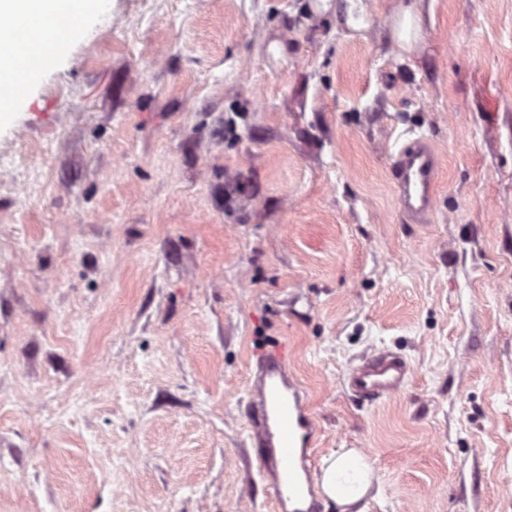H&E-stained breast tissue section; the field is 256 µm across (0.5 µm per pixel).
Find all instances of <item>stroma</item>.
I'll list each match as a JSON object with an SVG mask.
<instances>
[{
  "label": "stroma",
  "mask_w": 512,
  "mask_h": 512,
  "mask_svg": "<svg viewBox=\"0 0 512 512\" xmlns=\"http://www.w3.org/2000/svg\"><path fill=\"white\" fill-rule=\"evenodd\" d=\"M101 0L0 112V512H275L242 403L286 341L308 480L512 512V0ZM415 6L411 47L394 30ZM441 155L435 211L390 164ZM388 349L406 389L349 369ZM439 164L437 149L424 137L407 141L392 158L399 210L415 224L425 223L434 209ZM409 377L408 362L398 354L383 350L353 366L347 376V386L354 395L375 401L402 391ZM317 483L321 494L343 507L342 512H364L358 505L370 487L371 468L357 450L341 449L324 460Z\"/></svg>",
  "instance_id": "1"
}]
</instances>
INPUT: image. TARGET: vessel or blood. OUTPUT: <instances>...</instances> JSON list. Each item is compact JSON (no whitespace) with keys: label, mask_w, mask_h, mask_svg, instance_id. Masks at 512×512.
I'll return each instance as SVG.
<instances>
[{"label":"vessel or blood","mask_w":512,"mask_h":512,"mask_svg":"<svg viewBox=\"0 0 512 512\" xmlns=\"http://www.w3.org/2000/svg\"><path fill=\"white\" fill-rule=\"evenodd\" d=\"M440 156L424 137L404 143L391 172L400 212L413 223L427 221L434 209ZM246 398L250 438L257 448L258 473L274 479L279 512H314L297 470L315 445L316 426L296 383L288 375V346L258 344ZM408 362L388 350L363 358L347 376L351 393L368 401L395 395L407 385Z\"/></svg>","instance_id":"obj_1"}]
</instances>
